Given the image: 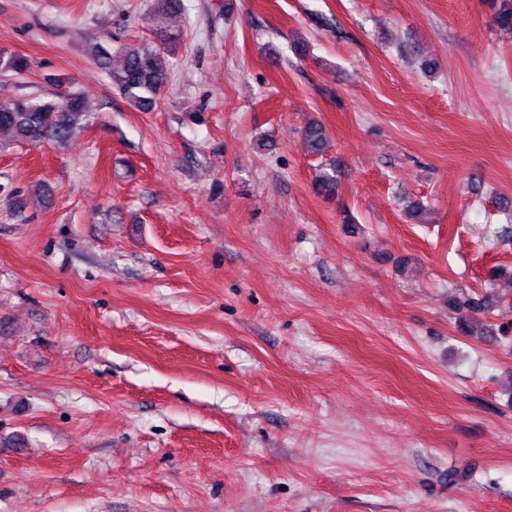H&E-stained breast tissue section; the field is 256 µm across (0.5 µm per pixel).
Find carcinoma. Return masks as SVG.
<instances>
[{
	"instance_id": "1",
	"label": "carcinoma",
	"mask_w": 512,
	"mask_h": 512,
	"mask_svg": "<svg viewBox=\"0 0 512 512\" xmlns=\"http://www.w3.org/2000/svg\"><path fill=\"white\" fill-rule=\"evenodd\" d=\"M180 7V0H155L156 40L136 45H120L114 49L103 45L94 52L97 67L109 78L112 88L136 111L150 112L169 81L172 58L176 55L180 34L166 25L168 16ZM494 23L512 30V0H499L494 10ZM30 62L21 55L0 50V76H20L28 72ZM87 120L86 95L67 83L58 84L53 97H23L0 106V130H7L19 142H66ZM310 154L322 155L327 141L324 127L313 122L304 131ZM314 191L327 198L336 196L338 179L333 169H321L313 183ZM508 293L481 298L463 297L457 302L461 316L459 332L471 334L470 320L487 315L492 309L512 299V274Z\"/></svg>"
}]
</instances>
